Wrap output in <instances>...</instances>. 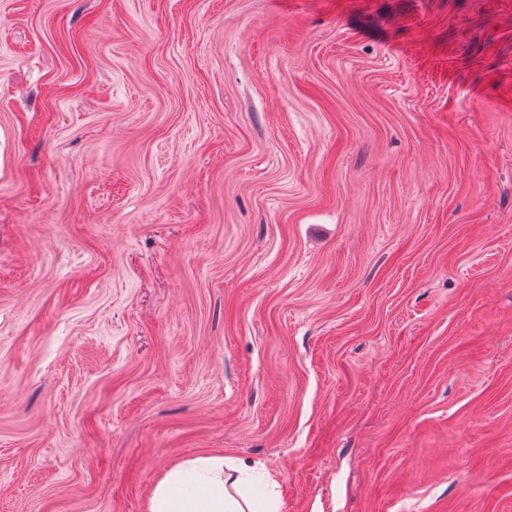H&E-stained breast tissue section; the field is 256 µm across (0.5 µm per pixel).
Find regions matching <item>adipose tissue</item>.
Segmentation results:
<instances>
[{
  "mask_svg": "<svg viewBox=\"0 0 512 512\" xmlns=\"http://www.w3.org/2000/svg\"><path fill=\"white\" fill-rule=\"evenodd\" d=\"M255 473L245 462L221 456L188 460L170 469L154 486L149 512H279L274 477L263 480L265 491L252 490Z\"/></svg>",
  "mask_w": 512,
  "mask_h": 512,
  "instance_id": "obj_1",
  "label": "adipose tissue"
}]
</instances>
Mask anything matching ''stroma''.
Instances as JSON below:
<instances>
[{
	"label": "stroma",
	"mask_w": 512,
	"mask_h": 512,
	"mask_svg": "<svg viewBox=\"0 0 512 512\" xmlns=\"http://www.w3.org/2000/svg\"><path fill=\"white\" fill-rule=\"evenodd\" d=\"M512 512V0H0V512ZM224 467L226 471L224 472ZM256 475L244 461L227 463L224 456H204L170 469L154 486L149 512H279L274 496L277 481L264 477L266 489L252 490Z\"/></svg>",
	"instance_id": "stroma-1"
}]
</instances>
